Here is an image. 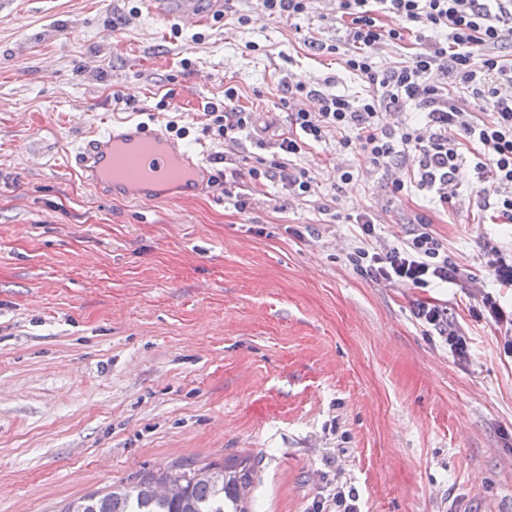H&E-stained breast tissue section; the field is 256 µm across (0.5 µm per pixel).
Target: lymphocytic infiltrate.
<instances>
[{
    "instance_id": "1",
    "label": "lymphocytic infiltrate",
    "mask_w": 512,
    "mask_h": 512,
    "mask_svg": "<svg viewBox=\"0 0 512 512\" xmlns=\"http://www.w3.org/2000/svg\"><path fill=\"white\" fill-rule=\"evenodd\" d=\"M343 34L328 45L345 56L350 73L366 85L351 97L316 89L299 79L288 82V97L298 103L287 115L288 130L278 147L296 155L312 144L335 139L341 149L367 152L374 166L400 162L406 179L391 191L427 190L448 205L461 186V143H469L476 180L472 191L494 219L512 223V55L501 42L512 35V0H336ZM397 27L389 28L385 19ZM414 35L412 56L389 66L377 60L382 44L401 43ZM236 87L224 89L223 103L203 107L204 135L218 141H241L256 131L252 113L235 108ZM315 100L317 110L301 107ZM415 104L427 112L425 128L404 124L391 129L381 122L386 111ZM461 130L464 141L452 136ZM254 183L284 180L289 193L314 196L317 186L306 172L290 173L284 162L255 159L249 168ZM442 243L413 230L398 245L356 249L357 270L385 282L404 281L424 288L432 281L459 283L461 273L442 253Z\"/></svg>"
}]
</instances>
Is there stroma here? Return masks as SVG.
<instances>
[{
    "label": "stroma",
    "mask_w": 512,
    "mask_h": 512,
    "mask_svg": "<svg viewBox=\"0 0 512 512\" xmlns=\"http://www.w3.org/2000/svg\"><path fill=\"white\" fill-rule=\"evenodd\" d=\"M143 0H0V512H60L143 470L249 457L248 512H308L352 487L358 512H512V353L467 289L363 275L350 219L395 244L415 218L474 285L512 260V224L469 191L449 206L391 192L396 167L335 140L287 157L316 178L297 198L251 186L272 158L297 78L353 94L336 0L294 19L262 0L174 34ZM235 86L257 115L242 143L202 135L205 102ZM166 108H159L160 100ZM198 160L220 152L226 187L141 201L89 184L87 135L174 113ZM356 176L339 180V167ZM248 187L245 207L237 193ZM446 307L466 358L416 321Z\"/></svg>",
    "instance_id": "35a3bbf8"
}]
</instances>
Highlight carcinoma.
<instances>
[{
  "label": "carcinoma",
  "mask_w": 512,
  "mask_h": 512,
  "mask_svg": "<svg viewBox=\"0 0 512 512\" xmlns=\"http://www.w3.org/2000/svg\"><path fill=\"white\" fill-rule=\"evenodd\" d=\"M253 472L248 458L202 467L181 462L139 473L110 493L75 500L60 512H246Z\"/></svg>",
  "instance_id": "carcinoma-1"
}]
</instances>
